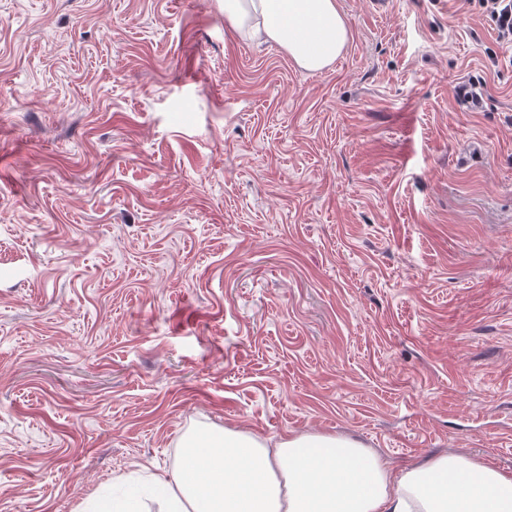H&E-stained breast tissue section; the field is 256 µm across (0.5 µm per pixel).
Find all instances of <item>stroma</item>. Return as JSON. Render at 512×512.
Wrapping results in <instances>:
<instances>
[{"label":"stroma","instance_id":"stroma-1","mask_svg":"<svg viewBox=\"0 0 512 512\" xmlns=\"http://www.w3.org/2000/svg\"><path fill=\"white\" fill-rule=\"evenodd\" d=\"M331 69L224 0H0V512L215 426L512 471V42L338 0Z\"/></svg>","mask_w":512,"mask_h":512}]
</instances>
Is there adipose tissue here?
I'll list each match as a JSON object with an SVG mask.
<instances>
[{
  "label": "adipose tissue",
  "mask_w": 512,
  "mask_h": 512,
  "mask_svg": "<svg viewBox=\"0 0 512 512\" xmlns=\"http://www.w3.org/2000/svg\"><path fill=\"white\" fill-rule=\"evenodd\" d=\"M238 35L278 45L316 73L349 41L337 0H224ZM165 483L168 512H512V472L445 453L395 472L375 450L337 434H250L197 428L179 442Z\"/></svg>",
  "instance_id": "adipose-tissue-1"
}]
</instances>
